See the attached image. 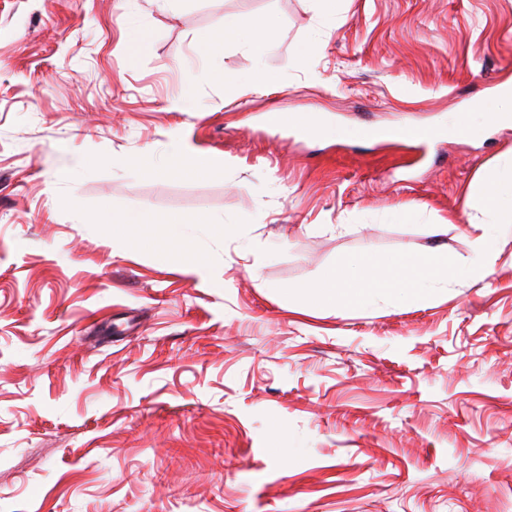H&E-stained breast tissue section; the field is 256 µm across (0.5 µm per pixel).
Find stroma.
<instances>
[{
	"label": "stroma",
	"instance_id": "1",
	"mask_svg": "<svg viewBox=\"0 0 512 512\" xmlns=\"http://www.w3.org/2000/svg\"><path fill=\"white\" fill-rule=\"evenodd\" d=\"M242 15L277 41L225 44L226 74L266 78L229 93L201 48ZM509 80L512 0H0V512H512V229L427 302L276 292L353 253L469 256L466 197L512 127L366 133ZM178 139L216 177H170ZM199 213L215 288L112 240Z\"/></svg>",
	"mask_w": 512,
	"mask_h": 512
}]
</instances>
